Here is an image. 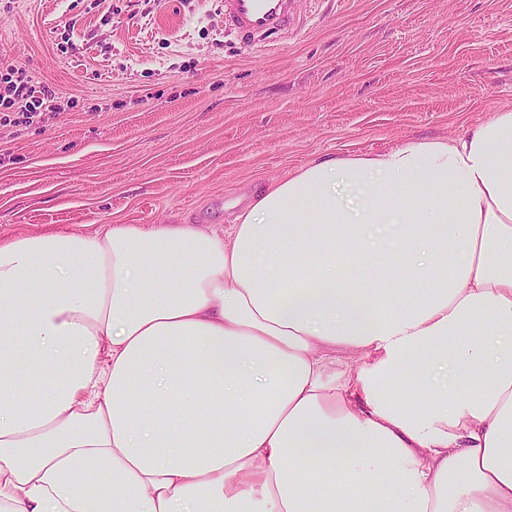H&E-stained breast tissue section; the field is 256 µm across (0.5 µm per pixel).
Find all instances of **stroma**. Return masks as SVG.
<instances>
[{
  "mask_svg": "<svg viewBox=\"0 0 512 512\" xmlns=\"http://www.w3.org/2000/svg\"><path fill=\"white\" fill-rule=\"evenodd\" d=\"M242 45L223 0H0V72L57 112L0 126V234L220 230L322 157L462 135L512 108V0H301Z\"/></svg>",
  "mask_w": 512,
  "mask_h": 512,
  "instance_id": "obj_1",
  "label": "stroma"
}]
</instances>
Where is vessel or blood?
<instances>
[{
  "label": "vessel or blood",
  "instance_id": "obj_1",
  "mask_svg": "<svg viewBox=\"0 0 512 512\" xmlns=\"http://www.w3.org/2000/svg\"><path fill=\"white\" fill-rule=\"evenodd\" d=\"M297 0H224V22L244 43L276 42L291 32Z\"/></svg>",
  "mask_w": 512,
  "mask_h": 512
}]
</instances>
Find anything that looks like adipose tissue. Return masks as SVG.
Segmentation results:
<instances>
[{
    "label": "adipose tissue",
    "instance_id": "1",
    "mask_svg": "<svg viewBox=\"0 0 512 512\" xmlns=\"http://www.w3.org/2000/svg\"><path fill=\"white\" fill-rule=\"evenodd\" d=\"M0 512H512V110L0 238Z\"/></svg>",
    "mask_w": 512,
    "mask_h": 512
}]
</instances>
